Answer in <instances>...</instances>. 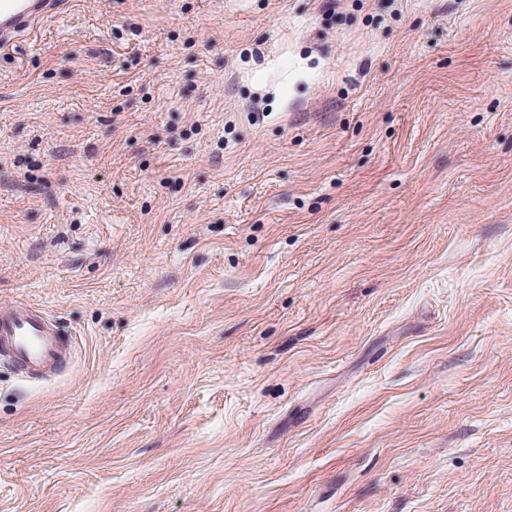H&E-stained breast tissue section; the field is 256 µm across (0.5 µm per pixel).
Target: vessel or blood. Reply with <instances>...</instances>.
I'll use <instances>...</instances> for the list:
<instances>
[{
  "label": "vessel or blood",
  "mask_w": 512,
  "mask_h": 512,
  "mask_svg": "<svg viewBox=\"0 0 512 512\" xmlns=\"http://www.w3.org/2000/svg\"><path fill=\"white\" fill-rule=\"evenodd\" d=\"M61 0H0V48L34 32L56 16ZM7 355L33 379L55 375L73 358V347L62 339L59 328L33 304H0V355Z\"/></svg>",
  "instance_id": "obj_1"
}]
</instances>
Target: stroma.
Segmentation results:
<instances>
[{"instance_id": "35a3bbf8", "label": "stroma", "mask_w": 512, "mask_h": 512, "mask_svg": "<svg viewBox=\"0 0 512 512\" xmlns=\"http://www.w3.org/2000/svg\"><path fill=\"white\" fill-rule=\"evenodd\" d=\"M0 512H512V0H65L0 55ZM6 354L29 378L55 375L73 358V347L34 304H0V355Z\"/></svg>"}]
</instances>
